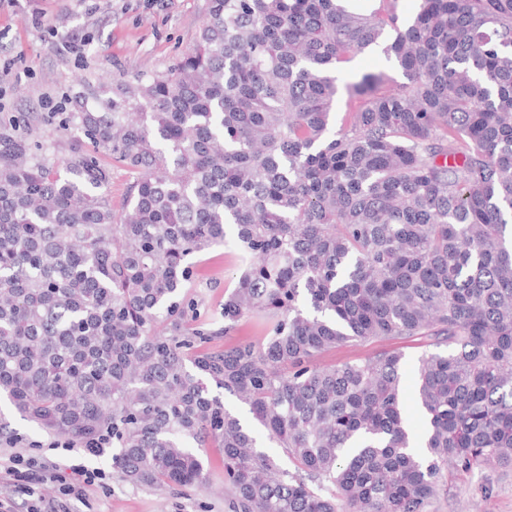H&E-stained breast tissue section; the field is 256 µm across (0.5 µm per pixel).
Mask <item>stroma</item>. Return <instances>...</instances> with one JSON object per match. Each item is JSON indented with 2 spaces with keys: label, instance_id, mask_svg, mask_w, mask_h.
<instances>
[{
  "label": "stroma",
  "instance_id": "obj_1",
  "mask_svg": "<svg viewBox=\"0 0 512 512\" xmlns=\"http://www.w3.org/2000/svg\"><path fill=\"white\" fill-rule=\"evenodd\" d=\"M206 0H0V113L37 115L31 139L41 141L47 156L69 155L73 138L56 124L41 120L48 102L62 111H74L77 101L111 97L137 75L165 71L192 46L204 20ZM43 15L45 25L34 26L33 14ZM82 37L80 56L62 52L60 43L69 34ZM239 265L231 249L216 247L200 264L195 291L211 310H220L224 290L232 286ZM389 348L405 359L404 408L413 426L421 415L411 387L415 367L425 352L424 339L389 341ZM0 421L11 430L0 440V459L13 454L39 461L64 460L99 468L104 479L85 487L81 496L60 498L55 485L39 486L36 497L23 494L12 476L0 469V500L12 512H26L34 498L62 502L65 512H227L224 501L222 451L208 448L207 482L198 490L181 492L166 487L146 488L122 479L111 456L91 457L82 449L67 452L52 448L51 434L34 428L0 401ZM432 512H512V469L474 471L448 480V493Z\"/></svg>",
  "mask_w": 512,
  "mask_h": 512
}]
</instances>
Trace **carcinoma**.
<instances>
[{
  "label": "carcinoma",
  "instance_id": "1",
  "mask_svg": "<svg viewBox=\"0 0 512 512\" xmlns=\"http://www.w3.org/2000/svg\"><path fill=\"white\" fill-rule=\"evenodd\" d=\"M398 20L206 0L165 71L45 115L69 157L0 118V396L41 431H111L136 485L201 488L216 445L229 512H430L448 475L512 468V0ZM374 47L404 81H344ZM102 154L133 176L119 212ZM228 244L240 274L205 317L197 266ZM247 321L259 337L209 347ZM414 336L423 456L402 353L324 361Z\"/></svg>",
  "mask_w": 512,
  "mask_h": 512
}]
</instances>
